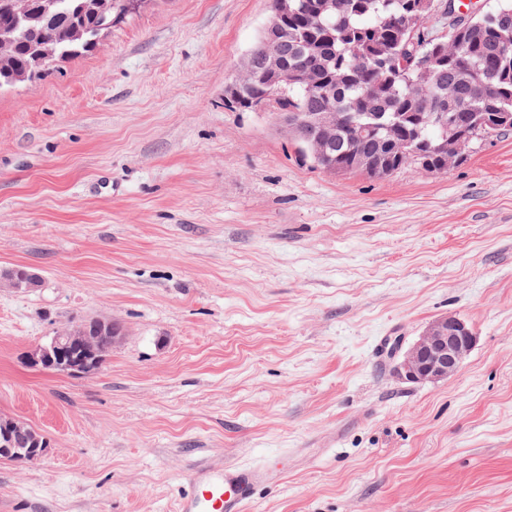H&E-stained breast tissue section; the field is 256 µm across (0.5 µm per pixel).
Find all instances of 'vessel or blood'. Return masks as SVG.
Returning <instances> with one entry per match:
<instances>
[{
  "label": "vessel or blood",
  "mask_w": 512,
  "mask_h": 512,
  "mask_svg": "<svg viewBox=\"0 0 512 512\" xmlns=\"http://www.w3.org/2000/svg\"><path fill=\"white\" fill-rule=\"evenodd\" d=\"M282 469L276 458L190 470L175 512H248L261 486L278 482Z\"/></svg>",
  "instance_id": "vessel-or-blood-1"
}]
</instances>
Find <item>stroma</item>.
I'll return each mask as SVG.
<instances>
[{
	"instance_id": "stroma-1",
	"label": "stroma",
	"mask_w": 512,
	"mask_h": 512,
	"mask_svg": "<svg viewBox=\"0 0 512 512\" xmlns=\"http://www.w3.org/2000/svg\"><path fill=\"white\" fill-rule=\"evenodd\" d=\"M271 0H150L96 51L0 90V512H175L198 461L277 458L251 512H512V131L438 174L331 175L224 104ZM453 314L439 382L374 348ZM125 329L98 370L30 367ZM27 288H37L41 285V276L29 269L13 267H0V288L20 290L21 285ZM75 333L81 336H75ZM123 328L112 319H92L78 324L72 330L57 331L54 336L31 353L28 364L42 369H57L69 374H86L89 370L85 363L69 358V351L75 341L82 339L90 352H94L99 342H109L114 347L124 338ZM49 452V441L31 436L26 423L10 418L0 422V458L28 463L38 461Z\"/></svg>"
}]
</instances>
